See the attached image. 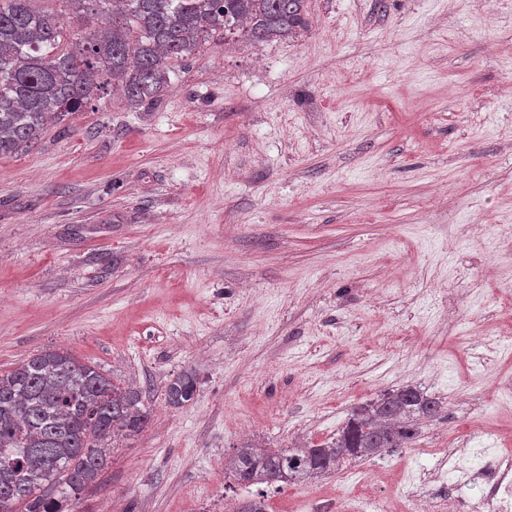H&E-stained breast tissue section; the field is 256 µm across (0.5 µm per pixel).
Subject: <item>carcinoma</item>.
Listing matches in <instances>:
<instances>
[{"mask_svg": "<svg viewBox=\"0 0 512 512\" xmlns=\"http://www.w3.org/2000/svg\"><path fill=\"white\" fill-rule=\"evenodd\" d=\"M112 2V22L72 48L60 18L0 0V155L38 139L49 120L81 111L118 87L134 105L162 96L175 67L208 42L240 34L283 40L308 27L307 0H65L79 12ZM194 372L164 391L172 408L192 402ZM442 401L405 385L355 406L336 439L304 448L248 444L227 458L230 477L244 486L304 483L336 472L349 460L378 455L414 440ZM143 395L61 351L36 354L0 373V512H72L107 465L110 438L145 430ZM235 512H266L257 494Z\"/></svg>", "mask_w": 512, "mask_h": 512, "instance_id": "cac0c4a2", "label": "carcinoma"}]
</instances>
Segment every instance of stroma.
<instances>
[{"label": "stroma", "mask_w": 512, "mask_h": 512, "mask_svg": "<svg viewBox=\"0 0 512 512\" xmlns=\"http://www.w3.org/2000/svg\"><path fill=\"white\" fill-rule=\"evenodd\" d=\"M307 11L0 156V373L60 349L151 410L76 512H228L257 492L225 471L234 448L326 441L408 384L442 401L409 447L267 504H395L430 447L512 451V405L472 394L512 356V0ZM185 370L199 394L167 407Z\"/></svg>", "instance_id": "stroma-1"}]
</instances>
